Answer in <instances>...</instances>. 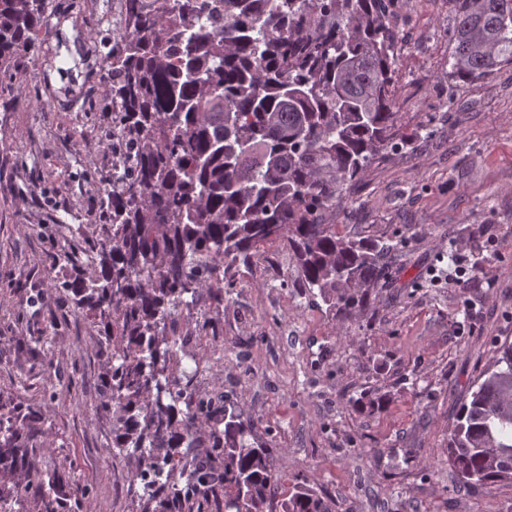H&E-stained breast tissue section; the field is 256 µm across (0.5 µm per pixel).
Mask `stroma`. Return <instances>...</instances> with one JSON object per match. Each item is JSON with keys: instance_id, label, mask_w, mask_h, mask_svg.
Segmentation results:
<instances>
[{"instance_id": "obj_1", "label": "stroma", "mask_w": 512, "mask_h": 512, "mask_svg": "<svg viewBox=\"0 0 512 512\" xmlns=\"http://www.w3.org/2000/svg\"><path fill=\"white\" fill-rule=\"evenodd\" d=\"M48 0L61 49L15 59L0 83V407L39 405L27 454L67 468L64 512H139L135 462L98 410L102 325L59 288L79 225L99 228L112 178L108 83L55 96L82 63L91 15ZM398 129L423 138L386 151L337 205L339 232L393 245L364 312L332 314L303 287L291 251L266 247L240 268L199 340L201 386L227 394L272 455L274 485L306 479L336 512H512V486L460 488L448 435L494 351L512 340V65L461 86L448 77L449 0H391ZM34 101L30 111L17 101ZM82 383L70 392L68 378Z\"/></svg>"}]
</instances>
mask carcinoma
<instances>
[{
	"label": "carcinoma",
	"instance_id": "obj_1",
	"mask_svg": "<svg viewBox=\"0 0 512 512\" xmlns=\"http://www.w3.org/2000/svg\"><path fill=\"white\" fill-rule=\"evenodd\" d=\"M106 54V110L124 144L61 283L105 320L111 352L99 407L115 448L136 460L140 512H266L270 452L224 394L198 387L199 354L169 336L200 290L217 302L267 244L292 252L304 286L345 317L366 306L390 246L336 231L329 216L398 130L386 0H121ZM449 77L482 82L512 65V0H450ZM47 0H0V77L39 49ZM211 422L205 433L200 420ZM38 407L0 416V472L22 490L43 472L24 449ZM203 448L205 452L193 453ZM465 488L512 483V344L474 382L448 439ZM282 512H333L302 479Z\"/></svg>",
	"mask_w": 512,
	"mask_h": 512
}]
</instances>
